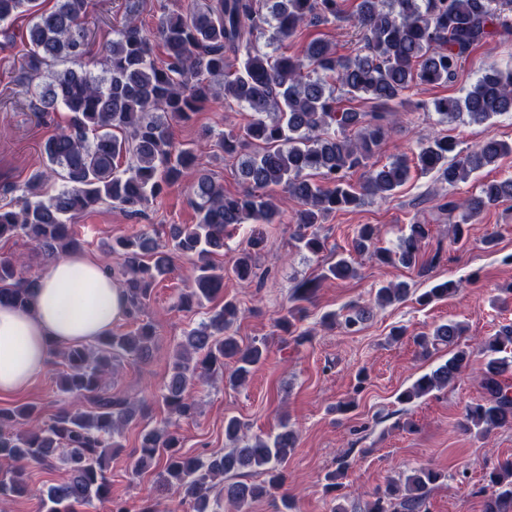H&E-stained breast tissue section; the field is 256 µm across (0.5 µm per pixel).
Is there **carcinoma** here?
<instances>
[{
  "mask_svg": "<svg viewBox=\"0 0 512 512\" xmlns=\"http://www.w3.org/2000/svg\"><path fill=\"white\" fill-rule=\"evenodd\" d=\"M90 0H53L48 10L39 0H0V34L8 36L20 15L31 17L29 51L20 82L42 119L63 108L70 112L67 126L48 138L43 153L48 168L33 174L22 188L18 205H0V243L24 239L48 258L81 248L69 220L94 207L119 205L132 215L143 213L164 191L195 168L196 149L175 143L171 124L185 121L209 100L213 84L221 82L224 100L246 106L251 120L239 133H222L216 146L233 154L245 147L253 152L241 163L242 192L224 193L207 174L191 186L195 224H173L170 240L162 244L141 229L118 238L110 250L120 256L107 269L127 298L126 318L136 323L128 332L113 331L91 344L53 349L63 370L62 392L82 400L77 408L56 412L34 427L41 408L27 404L0 408V461L8 468L0 476V495L24 497L33 489L24 479V466L52 467L60 461L67 478L40 491L45 512H78L97 500L110 504L109 512H128L111 498L107 457L121 447L122 428L140 415V406L127 396L112 393L108 379L123 361L145 360L156 344L154 327L140 320L149 307L157 280L172 271L173 255L197 257L194 287L180 304L202 306L224 293V270L210 255L224 249L230 229L248 221L272 224L279 211L266 189L279 187L296 199L299 212L295 240L317 255L325 239L317 224L329 213L362 205L367 198L389 199L409 177L410 167L433 173L441 183L455 187L485 166L512 153V145L487 136L460 158L448 160L457 143L449 136H426L417 143L413 160L396 159L371 169L364 183L354 186L349 172L366 166L395 128L392 105L403 103L404 92L417 83H451L463 61L495 36L512 35V0H207L186 13H164L158 18L157 37L165 59L156 62L155 46L140 25L141 0H125L124 21L117 37L99 58L89 56L90 32L85 20ZM349 19L362 43L353 57L341 58L321 38L311 39L302 55L273 58L255 46L256 34L274 24L280 39L294 37L305 26ZM372 104L368 112L340 106V97ZM433 111L444 122L465 115L484 123L512 112V66H492L465 96L438 98ZM52 175L62 181L53 195L43 186ZM317 176L322 184H316ZM512 199V177L486 182L478 195L452 200L442 208L464 210L473 218L489 205ZM427 225L412 224L398 249L377 246V228L362 225L354 249L383 264L419 267L421 242ZM263 239L254 237L241 250L233 274L241 281L256 276L255 256ZM352 260L341 257L321 279L354 276ZM38 277L26 276L9 257L0 258V304L29 305ZM319 283L309 281L294 289L295 305L278 325L301 343L310 331L297 323L306 316L302 303L312 299ZM409 292L404 282L378 289L380 305L400 301ZM458 292L454 280L436 283L420 298L423 303ZM240 309L232 300L212 309L207 320L185 332L177 346L172 374L161 395L171 418L188 419L199 409L189 385L197 375L222 373L232 366L228 382L243 385L255 366L266 360L265 340L240 343L232 325ZM370 317L367 306L353 303L342 313L322 316L325 326L355 333ZM464 328L457 322L436 326L417 344L427 352L444 344L453 348L448 359L419 377L399 400L410 403L435 389L454 383L471 363L472 351L460 345ZM512 350V324L500 327L481 351L489 355L482 370V399L469 404L460 427L478 435L512 427V384L506 374L512 361L500 353ZM228 451L203 461L180 451L177 437L167 428H144L135 451L137 473L161 468L155 490L174 493L189 503L190 512H216L214 481L245 471L265 475L256 482L224 485V499L236 512H246L255 500L281 489V466L293 452L295 431L283 422L267 437H249L240 419L225 420ZM442 474L417 468L394 479L386 491L368 504L367 512H420L432 485ZM483 512H512V462L485 473Z\"/></svg>",
  "mask_w": 512,
  "mask_h": 512,
  "instance_id": "obj_1",
  "label": "carcinoma"
}]
</instances>
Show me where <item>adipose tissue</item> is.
<instances>
[{
  "label": "adipose tissue",
  "mask_w": 512,
  "mask_h": 512,
  "mask_svg": "<svg viewBox=\"0 0 512 512\" xmlns=\"http://www.w3.org/2000/svg\"><path fill=\"white\" fill-rule=\"evenodd\" d=\"M126 311L123 290L97 260L73 252L50 262L30 308L0 306V394L26 390L53 348L94 342Z\"/></svg>",
  "instance_id": "1"
}]
</instances>
